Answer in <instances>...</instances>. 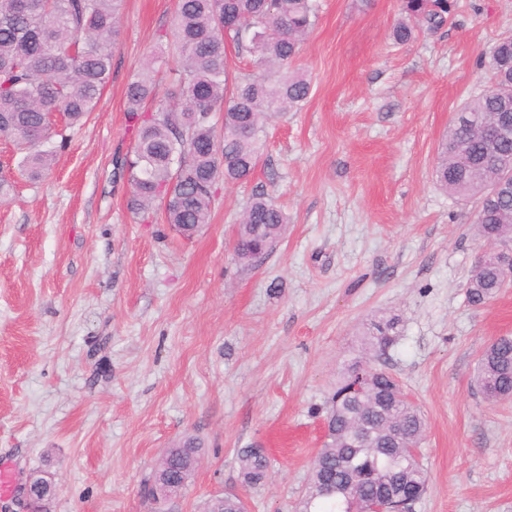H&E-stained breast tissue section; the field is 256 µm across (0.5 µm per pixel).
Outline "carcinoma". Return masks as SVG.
Masks as SVG:
<instances>
[{"mask_svg":"<svg viewBox=\"0 0 512 512\" xmlns=\"http://www.w3.org/2000/svg\"><path fill=\"white\" fill-rule=\"evenodd\" d=\"M122 0H0V138L22 154V175L41 179L56 148L98 104L112 67ZM454 0H402L404 18L392 29L396 44L414 39L415 24L442 27ZM317 0H176L175 26L166 36L176 55L175 89L159 92L146 68L125 90L131 156L121 164L130 194L127 207L150 217L163 206L165 222L194 237L210 222L221 183L248 180L260 163L268 121L310 94L304 74L293 71L301 42L316 25ZM249 52L258 70L230 76L226 43ZM489 89L464 103L439 143L436 185L457 198H475V232L483 241L512 240V178L502 180L498 161L512 163V124L490 145L480 127L512 118V35L498 39L487 60ZM224 113V133L214 116ZM284 210L262 193L252 195L237 227L235 254L251 265L269 254L287 231ZM504 279L487 263L466 298L479 307L494 298ZM400 319L383 315L363 325L360 356L349 366L325 414L328 432L311 462L295 512H361L368 501L399 495L413 512L425 493L428 472L412 447L425 419L406 399L394 375L372 364L397 343ZM476 382L491 402L512 398V336H499L481 352ZM201 452L187 437L170 448L150 480L172 494L189 480ZM236 463L243 486L268 477L261 448H241ZM204 512H248L239 495L214 497Z\"/></svg>","mask_w":512,"mask_h":512,"instance_id":"carcinoma-1","label":"carcinoma"}]
</instances>
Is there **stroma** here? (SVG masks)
I'll return each mask as SVG.
<instances>
[{"instance_id": "35a3bbf8", "label": "stroma", "mask_w": 512, "mask_h": 512, "mask_svg": "<svg viewBox=\"0 0 512 512\" xmlns=\"http://www.w3.org/2000/svg\"><path fill=\"white\" fill-rule=\"evenodd\" d=\"M295 70L307 100L266 126L252 178L221 187L190 240L127 208L114 168L130 152L125 88L173 66L162 33L175 0H124L112 74L40 181L0 140V512H25L29 474L49 512H151L144 483L166 448L202 443L166 512H202L227 491L249 512H293L325 440L326 402L363 323L395 313L387 368L420 408L429 473L414 512H512V401L474 386L478 358L512 336V286L481 307L465 286L483 245L475 200L435 186L438 145L491 82L480 60L512 32V0H457L439 30L397 45L399 0H320ZM263 192L288 215L259 263L234 254L241 213ZM272 461L240 482L238 449ZM36 493H40L41 496L52 495L54 493V487L50 482L44 479L41 474L34 472L28 476L24 487L21 489L22 497L26 501V505L29 509L28 511H33L31 508V500L35 497Z\"/></svg>"}]
</instances>
